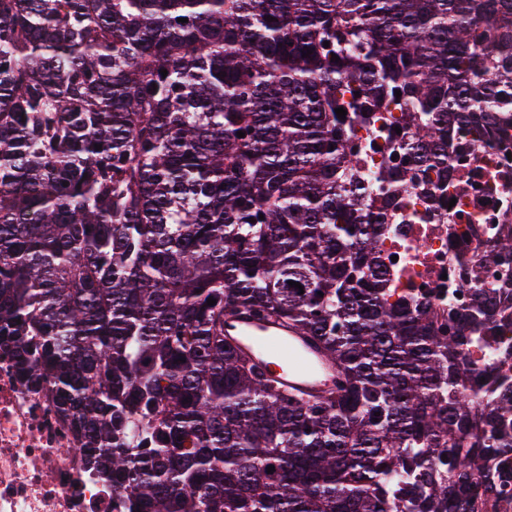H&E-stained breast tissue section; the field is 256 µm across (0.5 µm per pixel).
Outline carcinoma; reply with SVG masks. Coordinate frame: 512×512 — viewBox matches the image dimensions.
<instances>
[{"label": "carcinoma", "mask_w": 512, "mask_h": 512, "mask_svg": "<svg viewBox=\"0 0 512 512\" xmlns=\"http://www.w3.org/2000/svg\"><path fill=\"white\" fill-rule=\"evenodd\" d=\"M384 100L418 167L375 177L440 198L457 127H512V0H0V346L127 512H485L512 481V375L470 357L512 286L446 316L387 287L392 200L335 112ZM244 313L334 386L266 379ZM226 333L265 373L285 387L318 398L336 377L335 365L311 342L271 321L249 316L231 320Z\"/></svg>", "instance_id": "obj_1"}]
</instances>
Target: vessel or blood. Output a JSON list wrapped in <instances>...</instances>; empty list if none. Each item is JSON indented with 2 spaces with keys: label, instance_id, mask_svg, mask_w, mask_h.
Returning <instances> with one entry per match:
<instances>
[{
  "label": "vessel or blood",
  "instance_id": "b4317fda",
  "mask_svg": "<svg viewBox=\"0 0 512 512\" xmlns=\"http://www.w3.org/2000/svg\"><path fill=\"white\" fill-rule=\"evenodd\" d=\"M234 344L265 373L285 387L318 398L336 377L334 364L311 342L270 321L249 316L231 320L226 327Z\"/></svg>",
  "mask_w": 512,
  "mask_h": 512
}]
</instances>
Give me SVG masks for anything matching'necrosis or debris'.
<instances>
[{"label": "necrosis or debris", "mask_w": 512, "mask_h": 512, "mask_svg": "<svg viewBox=\"0 0 512 512\" xmlns=\"http://www.w3.org/2000/svg\"><path fill=\"white\" fill-rule=\"evenodd\" d=\"M395 127L393 113L381 111L371 124L350 129L358 173L374 198L391 191L371 174L397 155ZM450 165L451 202L418 189L400 191L394 209L383 214L378 242L389 287L412 292L441 313L470 304L468 269L479 270L484 288L512 277V262L489 260L497 242L512 234V128L470 131ZM0 512H125L104 466L86 459L74 422L1 351Z\"/></svg>", "instance_id": "necrosis-or-debris-1"}]
</instances>
